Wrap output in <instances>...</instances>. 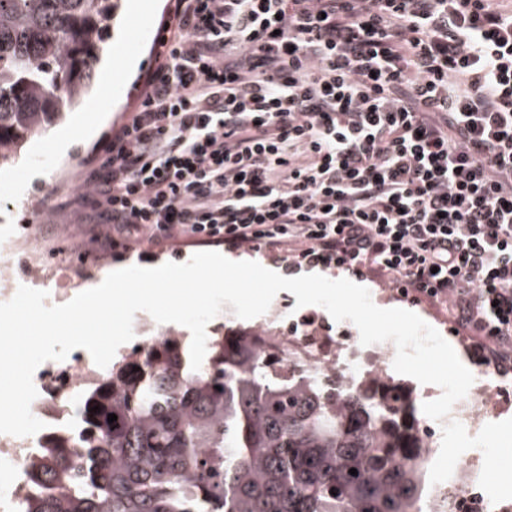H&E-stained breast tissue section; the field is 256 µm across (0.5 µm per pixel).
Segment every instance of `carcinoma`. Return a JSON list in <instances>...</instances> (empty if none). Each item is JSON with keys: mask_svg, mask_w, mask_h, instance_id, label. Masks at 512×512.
I'll return each mask as SVG.
<instances>
[{"mask_svg": "<svg viewBox=\"0 0 512 512\" xmlns=\"http://www.w3.org/2000/svg\"><path fill=\"white\" fill-rule=\"evenodd\" d=\"M117 7L0 0V168L87 93ZM307 367L240 327L211 337L194 371L167 332L83 390L22 512H424L414 391Z\"/></svg>", "mask_w": 512, "mask_h": 512, "instance_id": "carcinoma-1", "label": "carcinoma"}]
</instances>
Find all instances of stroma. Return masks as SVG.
I'll use <instances>...</instances> for the list:
<instances>
[{
  "mask_svg": "<svg viewBox=\"0 0 512 512\" xmlns=\"http://www.w3.org/2000/svg\"><path fill=\"white\" fill-rule=\"evenodd\" d=\"M153 4V10L139 14L119 6L112 19L105 54H132L136 68L119 76L112 92L93 84L61 123L27 142L16 163L0 169V232L34 223L35 234L51 246L50 259L58 269L62 288L84 291L117 267L184 263L196 252L192 246L178 255L150 247L143 253L133 251L118 257L100 248L92 225L83 221L84 210L75 208L62 214L53 206L58 194L76 188L85 161L111 139L137 104L152 65L155 34L169 16L174 0H153ZM107 93L112 96V109L97 113L91 103ZM359 283L369 289L376 306L412 311L440 334H447L446 315L427 303L401 296L388 280L367 275L360 277Z\"/></svg>",
  "mask_w": 512,
  "mask_h": 512,
  "instance_id": "stroma-1",
  "label": "stroma"
}]
</instances>
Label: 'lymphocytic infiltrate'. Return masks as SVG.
<instances>
[{
  "label": "lymphocytic infiltrate",
  "instance_id": "obj_1",
  "mask_svg": "<svg viewBox=\"0 0 512 512\" xmlns=\"http://www.w3.org/2000/svg\"><path fill=\"white\" fill-rule=\"evenodd\" d=\"M138 107L55 208L390 276L512 373V0H175Z\"/></svg>",
  "mask_w": 512,
  "mask_h": 512
}]
</instances>
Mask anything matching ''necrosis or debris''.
Returning a JSON list of instances; mask_svg holds the SVG:
<instances>
[{"label":"necrosis or debris","mask_w":512,"mask_h":512,"mask_svg":"<svg viewBox=\"0 0 512 512\" xmlns=\"http://www.w3.org/2000/svg\"><path fill=\"white\" fill-rule=\"evenodd\" d=\"M20 250L25 252L32 269L31 287L47 291L48 304L63 303L68 291L51 287L53 268L48 254L35 237L23 238L8 233L0 236V257L11 258ZM272 334L286 355L308 358L310 370L315 374L335 370L351 374L368 365L374 372L385 373L391 368L396 353L392 343L364 347L358 337L349 333L319 339L313 336L309 326H296L284 316L277 318ZM105 374V369L97 367L91 355L81 348L75 349L65 360L48 362L36 370L34 383L38 396L31 411L46 428L29 437L0 434V512H20L30 492L29 472L46 435H67L74 431V410L80 391L88 381ZM503 405V400L483 385L470 389L466 397L454 405L451 417L473 432L486 423L490 414L501 411ZM429 492L432 512H439L446 504L453 512H492L494 508L473 473L451 476L446 482L430 487Z\"/></svg>","instance_id":"obj_1"}]
</instances>
